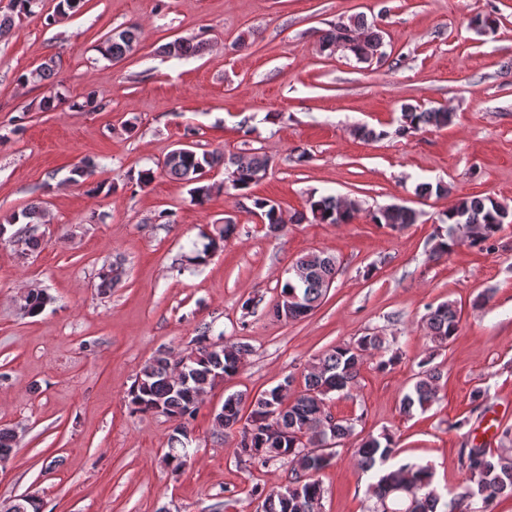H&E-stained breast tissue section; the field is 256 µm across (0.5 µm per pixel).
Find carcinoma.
Segmentation results:
<instances>
[{
	"instance_id": "cac0c4a2",
	"label": "carcinoma",
	"mask_w": 512,
	"mask_h": 512,
	"mask_svg": "<svg viewBox=\"0 0 512 512\" xmlns=\"http://www.w3.org/2000/svg\"><path fill=\"white\" fill-rule=\"evenodd\" d=\"M41 0H12L11 13L0 15V35L9 32L15 18L34 13ZM85 0H59L56 15L48 18L68 17L79 12ZM141 29L129 25L107 35L98 46L102 58L118 62L131 55L139 46ZM320 47L324 51L340 50L358 62H367L385 56L380 31L367 25L361 16L336 22L321 33ZM204 42L176 39L162 46L166 54L177 57L194 55L203 49ZM53 68L41 66L20 76L24 83H42L53 78ZM454 114L444 108L425 109L405 104L395 134L403 136L426 127H446ZM224 166V182L208 183L205 176L215 167ZM97 167L92 158H86L71 169L70 181L85 182ZM270 167L268 157L256 152L238 156H224L218 152L199 153L188 147L172 150L164 160L163 169L173 179L191 186L192 201L205 206L213 194L231 187L251 201V211L260 214L270 233L285 226L280 207L272 200L252 196L248 190L265 177ZM503 204L489 197H463L458 199L446 215L448 228H437L432 235L431 252L441 257L466 242L471 247L484 249L503 228L497 221L498 209ZM359 208L356 203L333 196L308 200V212H296L290 220L300 224L308 219L319 224H349ZM370 220L388 228H397L416 222L415 210L402 205H389L370 212ZM44 210L32 205L9 218L6 225H26L24 235L15 232L9 241L22 246L24 251H36L43 239L37 233ZM236 224L227 220L216 234L202 233L207 240L203 249L195 252L191 262L203 264L221 243L234 234ZM337 260L322 252L308 253L296 259L288 268V276L280 282L279 297H288V319L300 320L308 316L326 296L336 278ZM53 297L39 291L32 292L25 306L28 314H40ZM424 326L430 341L438 347H448L460 328V314L451 301L429 308ZM197 346L190 352L175 357L160 352L147 361L137 374L128 393L129 405L135 412L153 413L174 422L169 437L170 446L166 462L177 470L184 465L191 441L188 419L198 404L197 393L215 387L224 379L235 375L248 352L241 343L212 341L203 333L196 338ZM384 349L383 338L364 335L357 341L341 344L327 350L312 362L303 374V388L297 393L281 392L279 386L263 391L252 401V410L241 416L244 396L232 393L224 398L221 412L214 417L215 427L225 434L237 433V455L251 464L266 467L273 462L290 467L291 481L283 490L264 496L262 512H320L324 487L319 474L329 467L336 455L322 457L311 452L327 442L342 447L357 436L355 419L333 418L326 401L333 394L348 395L358 385L361 369L367 357ZM182 366L180 379L173 376V366ZM440 370L426 359L420 363L410 392L400 401V413L412 416L414 411L426 410L433 402ZM17 445L13 430L0 428V459L11 458ZM476 454L471 448L460 452L463 474L458 491L448 500L432 488L433 468L426 464L406 462L391 469L387 462L396 456L398 448L392 434L382 432L360 439L354 452L357 462L367 471L380 467L377 479L369 484L368 498L373 501L369 512H494L500 498L512 499V448L504 447L493 453L479 447Z\"/></svg>"
}]
</instances>
